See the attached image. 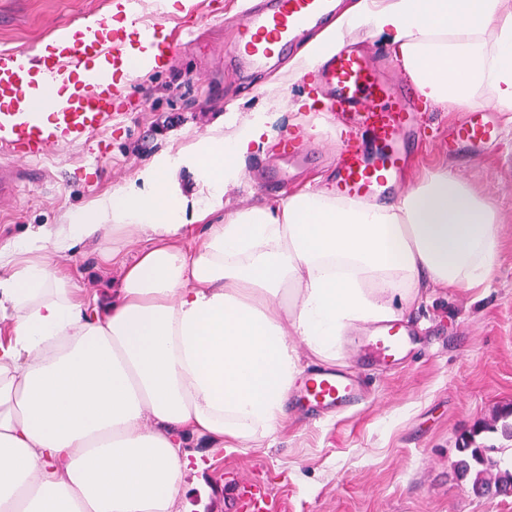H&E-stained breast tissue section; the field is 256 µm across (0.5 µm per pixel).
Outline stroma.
<instances>
[{
    "mask_svg": "<svg viewBox=\"0 0 512 512\" xmlns=\"http://www.w3.org/2000/svg\"><path fill=\"white\" fill-rule=\"evenodd\" d=\"M108 0H0V49L37 50L61 30L107 11ZM241 0H188L173 27L205 17V34L194 45H176L172 59L140 72L124 87L104 138H90L42 164L12 208L0 211V246L31 224H65L77 213L135 181L154 159L211 134L225 116L246 117L288 101L279 141L249 159L232 202L261 197L275 202L288 192L330 180L336 168L334 135L341 118L316 112L321 93L312 81L279 83L287 58L253 76L224 66L235 39L223 16ZM420 138L410 148L403 177L446 165L500 207L501 247L497 273L486 288H434L414 303L403 324L416 341L396 365L363 363L365 338L350 336L340 366L359 376L369 399L342 415H316L288 403V420L275 440L254 448L198 444L203 469L191 472L186 496L200 512H234L241 491L273 497L274 512H512V496L475 497L455 468L459 436L512 406V130L501 143L477 154L448 149V132L470 118L420 105ZM320 133H309L314 123ZM300 149L308 165L288 175V154ZM279 188L268 189L272 178ZM72 270L81 287L107 293L119 277L95 245L78 246Z\"/></svg>",
    "mask_w": 512,
    "mask_h": 512,
    "instance_id": "35a3bbf8",
    "label": "stroma"
}]
</instances>
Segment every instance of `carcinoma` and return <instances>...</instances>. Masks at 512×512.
Returning <instances> with one entry per match:
<instances>
[{"label": "carcinoma", "mask_w": 512, "mask_h": 512, "mask_svg": "<svg viewBox=\"0 0 512 512\" xmlns=\"http://www.w3.org/2000/svg\"><path fill=\"white\" fill-rule=\"evenodd\" d=\"M496 432L512 442V409L460 438L458 473L461 478L470 479L477 495L512 494V467L503 466L495 456L499 449L482 438L484 433Z\"/></svg>", "instance_id": "cac0c4a2"}]
</instances>
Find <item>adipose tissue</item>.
Segmentation results:
<instances>
[{"label": "adipose tissue", "mask_w": 512, "mask_h": 512, "mask_svg": "<svg viewBox=\"0 0 512 512\" xmlns=\"http://www.w3.org/2000/svg\"><path fill=\"white\" fill-rule=\"evenodd\" d=\"M356 33L382 39L432 107L491 100L512 125V0H354L289 80ZM226 126L150 163L143 189L0 250V512H187L190 441L273 440L303 357L336 362L428 289L495 276L497 205L451 168L417 173L393 203L307 187L227 209L280 112ZM86 242L120 267L108 297L68 268Z\"/></svg>", "instance_id": "ef3b65f1"}]
</instances>
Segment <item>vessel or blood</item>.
<instances>
[{
	"instance_id": "1",
	"label": "vessel or blood",
	"mask_w": 512,
	"mask_h": 512,
	"mask_svg": "<svg viewBox=\"0 0 512 512\" xmlns=\"http://www.w3.org/2000/svg\"><path fill=\"white\" fill-rule=\"evenodd\" d=\"M337 10L336 0H257L224 20L236 31L228 60L243 74H258L334 19ZM173 38L159 17L146 25L138 45L128 44L111 31L103 13L53 46L40 68L31 67L29 49L0 50V207L19 193L24 174H37L42 160L110 129L117 116L115 78L128 74L136 52L143 69L162 66L174 49ZM315 78L326 92L322 111L355 115L370 134L367 146L349 141L338 146L333 192L350 199L390 193L406 165L405 145L418 132L412 89L390 81L379 62L356 51L328 58ZM486 114L476 110L474 120L455 129L453 143L475 150L495 142L498 127ZM367 334V361L399 354L401 324L371 326ZM296 400L313 410L341 412L360 404L363 392L344 370L325 367L301 380Z\"/></svg>"
}]
</instances>
